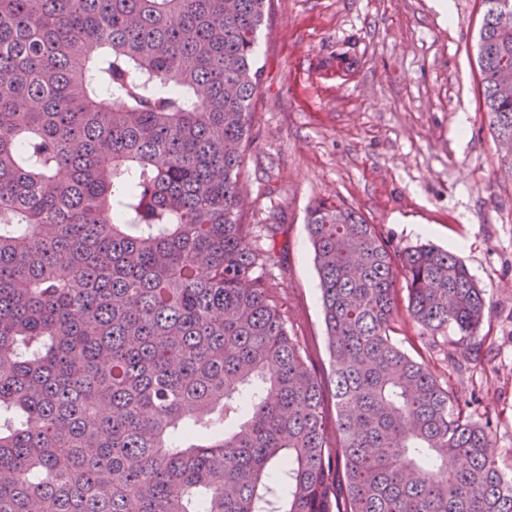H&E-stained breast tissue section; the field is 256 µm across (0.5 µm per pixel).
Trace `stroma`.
Returning <instances> with one entry per match:
<instances>
[{
	"instance_id": "obj_1",
	"label": "stroma",
	"mask_w": 512,
	"mask_h": 512,
	"mask_svg": "<svg viewBox=\"0 0 512 512\" xmlns=\"http://www.w3.org/2000/svg\"><path fill=\"white\" fill-rule=\"evenodd\" d=\"M453 7L446 24L431 0H273L256 49L246 221L279 227L281 262L269 276L327 387L306 230L313 203L347 204L394 248L429 242L464 261L487 291L480 356H468L469 338L453 330L423 339L404 313L395 338L460 402L474 403L499 468L512 475V178L479 93L481 0ZM462 112L469 127L460 137Z\"/></svg>"
}]
</instances>
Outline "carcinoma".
Wrapping results in <instances>:
<instances>
[{
  "instance_id": "carcinoma-1",
  "label": "carcinoma",
  "mask_w": 512,
  "mask_h": 512,
  "mask_svg": "<svg viewBox=\"0 0 512 512\" xmlns=\"http://www.w3.org/2000/svg\"><path fill=\"white\" fill-rule=\"evenodd\" d=\"M483 105L512 171V0H482ZM271 0H0V512H512L488 425L394 341L475 337L453 253L307 213L323 382L244 221Z\"/></svg>"
}]
</instances>
